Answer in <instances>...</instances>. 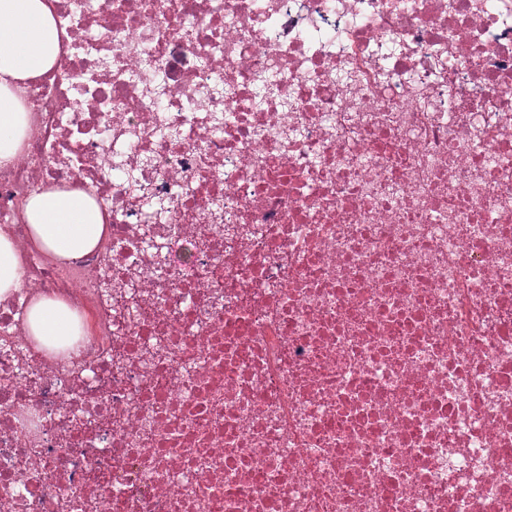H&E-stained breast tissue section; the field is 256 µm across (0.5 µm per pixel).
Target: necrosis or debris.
<instances>
[{"label":"necrosis or debris","mask_w":512,"mask_h":512,"mask_svg":"<svg viewBox=\"0 0 512 512\" xmlns=\"http://www.w3.org/2000/svg\"><path fill=\"white\" fill-rule=\"evenodd\" d=\"M52 11L0 167V512H512V0ZM52 189L108 211L91 253L33 242ZM19 256L10 235L0 229V296L18 288ZM73 311L61 301L42 297L27 311L26 325L30 336L48 344L71 334Z\"/></svg>","instance_id":"1"}]
</instances>
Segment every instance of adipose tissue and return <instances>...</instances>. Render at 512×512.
<instances>
[{"mask_svg":"<svg viewBox=\"0 0 512 512\" xmlns=\"http://www.w3.org/2000/svg\"><path fill=\"white\" fill-rule=\"evenodd\" d=\"M61 48L48 0H0V166L19 152L25 111L16 91L54 65ZM26 215L34 242L61 259L90 253L106 231L107 214L81 191H45L30 197ZM73 311L61 301L41 298L26 314L31 336L41 343L71 333Z\"/></svg>","mask_w":512,"mask_h":512,"instance_id":"1","label":"adipose tissue"}]
</instances>
